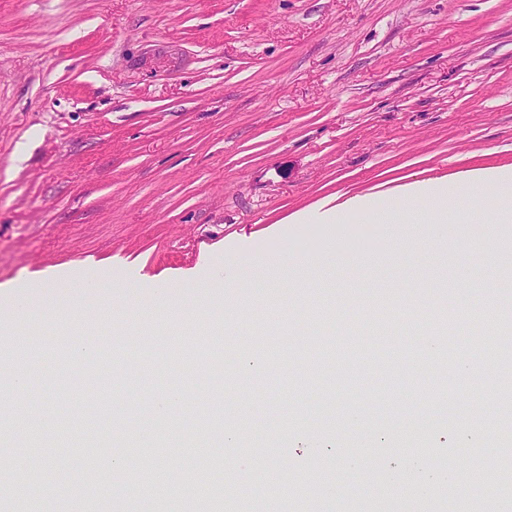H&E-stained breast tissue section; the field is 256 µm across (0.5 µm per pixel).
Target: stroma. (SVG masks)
<instances>
[{"instance_id": "stroma-1", "label": "stroma", "mask_w": 512, "mask_h": 512, "mask_svg": "<svg viewBox=\"0 0 512 512\" xmlns=\"http://www.w3.org/2000/svg\"><path fill=\"white\" fill-rule=\"evenodd\" d=\"M499 168L512 0H0V328L32 333L23 423L58 444L31 496L93 463L104 512H158L171 468L196 475L173 512L213 485L224 512H486L451 453L479 428L487 468L512 459V223L396 230L354 203ZM331 243L367 263L239 266ZM43 329L92 336L103 383ZM474 335L505 360L466 354ZM160 391L180 405L157 422Z\"/></svg>"}]
</instances>
